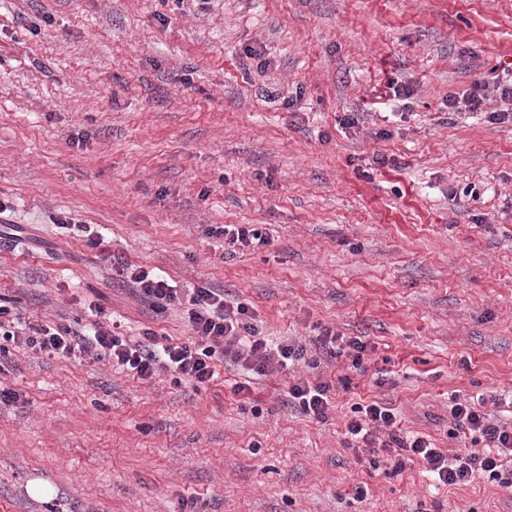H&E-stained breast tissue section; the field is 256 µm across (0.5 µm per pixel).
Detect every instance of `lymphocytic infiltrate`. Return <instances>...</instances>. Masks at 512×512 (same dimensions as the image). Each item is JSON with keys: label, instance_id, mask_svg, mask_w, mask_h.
Masks as SVG:
<instances>
[{"label": "lymphocytic infiltrate", "instance_id": "1", "mask_svg": "<svg viewBox=\"0 0 512 512\" xmlns=\"http://www.w3.org/2000/svg\"><path fill=\"white\" fill-rule=\"evenodd\" d=\"M127 278L134 292L153 308L185 302L184 312L198 345L174 343L158 345L151 332L132 342L124 337L117 325L105 322L104 311L91 305L94 317L90 327L74 330L66 324L35 323L22 320L10 299L0 297V358L10 345L23 346L35 352L72 358L79 354L103 353L113 363L140 380L153 378L161 370H170L197 384L214 380L215 365L222 362L242 372L244 379L236 383V393H251L249 376L266 375L269 371L285 373L298 366L318 368V357L309 355L299 340L286 338L271 343L252 322L248 304L225 301L223 292L204 285H194L181 293L172 279L127 265ZM336 388L325 377H296L288 386L286 403L306 416L323 422L328 420ZM452 437H467L472 444H484V451L448 456L436 448L428 437H406L401 433L395 409L384 402L374 401L353 407L346 423L352 440L362 443L365 450L374 446L393 451L392 473H400L404 456L419 458L426 472L437 475L446 485H461L476 476L488 475L500 479L503 455H512V422L507 423L478 409L475 403L452 398L448 411Z\"/></svg>", "mask_w": 512, "mask_h": 512}]
</instances>
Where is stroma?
Segmentation results:
<instances>
[{"label":"stroma","instance_id":"35a3bbf8","mask_svg":"<svg viewBox=\"0 0 512 512\" xmlns=\"http://www.w3.org/2000/svg\"><path fill=\"white\" fill-rule=\"evenodd\" d=\"M512 70V0H0V294L26 321L191 343L180 305L136 298L88 244L244 302L262 335L364 336L329 419L251 395L217 364L197 387L93 357L11 347L0 387V512H512V489L446 486L357 452L354 404L396 408L448 454L453 396L512 421V108L448 95ZM409 87L407 101L387 84ZM355 112L358 124L339 121ZM70 228L58 227L61 218ZM258 225L233 248L212 230ZM48 481L55 495L32 498ZM488 86L484 81H475L469 89L464 90L461 94L448 96V111H459L464 107L470 111L481 109L482 102L485 99V91Z\"/></svg>","mask_w":512,"mask_h":512}]
</instances>
